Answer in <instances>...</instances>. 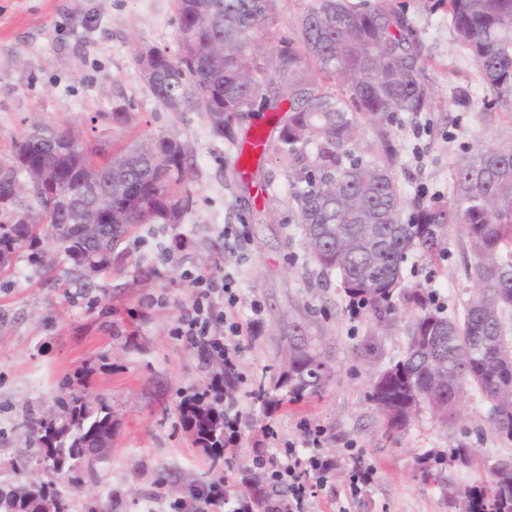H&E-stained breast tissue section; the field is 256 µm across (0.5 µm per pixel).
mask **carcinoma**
Instances as JSON below:
<instances>
[{
    "label": "carcinoma",
    "instance_id": "1",
    "mask_svg": "<svg viewBox=\"0 0 512 512\" xmlns=\"http://www.w3.org/2000/svg\"><path fill=\"white\" fill-rule=\"evenodd\" d=\"M178 51L140 49L139 69L158 102L172 112H197L212 134L235 143L234 121L249 112H288L278 150L293 174L298 223L304 226L312 261L334 274L344 294L380 318L399 299L412 314L403 355L371 384L369 400L381 418L382 436L402 433L423 411L450 425L466 388L490 403V424L512 439V145L483 144L461 157L453 172L452 197L420 198L406 206L396 178L399 114L429 109L422 45L408 11L380 0L367 10L350 0H308L289 36L266 54L258 39L276 22L277 0H175ZM455 40L477 66L491 99L512 107V0H443ZM377 143L365 155L351 146L366 130ZM91 166L96 188L79 175ZM48 172L68 192L56 199L48 187L31 186L14 203L0 205V270L15 255L31 252L47 273L57 255L84 287L112 266V254L139 224H177L195 206L190 151L181 140L135 134L128 143L97 137L87 142L72 128L38 125L0 161V197L26 178ZM95 204L103 213L99 237L79 234L78 212ZM29 213V222L20 213ZM465 234L473 263L472 291L461 314L447 315L421 284L407 286L403 264L415 256L433 266L445 254L453 228ZM67 240L57 254L44 239ZM288 374L260 378L251 397L265 405L295 402L321 393L325 353L302 327H286ZM240 391L238 372L224 368V398ZM86 392L57 399L53 417L23 414L28 457L39 466L66 460L67 476L53 472L36 484L0 485V512H74L70 489L97 475L90 448L112 441V407L90 406ZM199 448L236 442L206 407L178 406ZM478 450L461 445L448 459L469 467ZM419 478L442 483L425 457ZM462 512H512V473H489L482 485L448 496Z\"/></svg>",
    "mask_w": 512,
    "mask_h": 512
}]
</instances>
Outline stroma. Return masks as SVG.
Instances as JSON below:
<instances>
[{
    "label": "stroma",
    "instance_id": "35a3bbf8",
    "mask_svg": "<svg viewBox=\"0 0 512 512\" xmlns=\"http://www.w3.org/2000/svg\"><path fill=\"white\" fill-rule=\"evenodd\" d=\"M400 2L415 18L434 91L424 132L404 115L394 125L400 187L409 202L425 195L444 201L455 161L476 142L512 143V112L485 107L477 68L460 53L438 0ZM151 46L177 51L174 0H0V158L33 124L93 125L119 135L112 109L123 104L153 136L188 143L196 199L180 223L138 225L92 288L66 274L58 283L45 281L25 252L0 272V483L29 481L35 468L18 463L25 452L23 411L52 412L73 386L112 407V448L96 481L81 487L78 504L115 491L123 500L120 512H169L170 493L220 474L239 480L255 449L300 442L298 426L306 420L325 429L323 450L338 460L310 512H448L449 488L487 478L493 461L512 457V439L495 432L488 403L471 389L454 425L424 412L404 434L383 438L368 391L403 354L411 313L399 305L382 323L366 313L350 319L335 277L322 275L309 256L292 175L276 150L253 158L254 179L242 185L228 141L215 138L200 114L169 111L150 92L134 51ZM227 224L244 225L243 246L224 238ZM164 243L172 247L165 258L159 255ZM470 258L464 233L453 229L440 265L431 269L410 259L404 282L423 284L447 313H460L471 292L464 267ZM227 266L239 271L235 317L258 321L259 330L239 341L246 378L241 439L215 463L194 444L177 411L183 391L206 384L203 363L169 330L191 294L177 269L219 274ZM148 293L167 294V304L141 310ZM254 301L262 308L257 316ZM291 321L320 341L332 373L320 395L270 410L250 392L261 376L280 372L282 330ZM462 443L478 448L477 465L444 473L440 485L420 482L424 454L444 458ZM353 448L377 470L354 498L347 493Z\"/></svg>",
    "mask_w": 512,
    "mask_h": 512
}]
</instances>
